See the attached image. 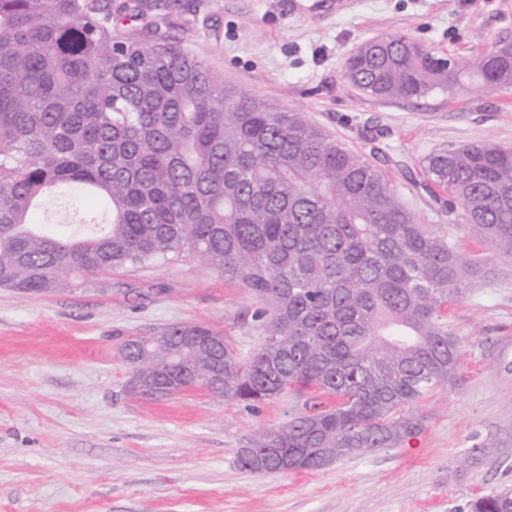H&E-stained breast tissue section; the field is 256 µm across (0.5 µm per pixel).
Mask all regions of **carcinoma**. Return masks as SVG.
<instances>
[{
  "mask_svg": "<svg viewBox=\"0 0 512 512\" xmlns=\"http://www.w3.org/2000/svg\"><path fill=\"white\" fill-rule=\"evenodd\" d=\"M178 7L142 17L150 45L118 30L112 0H0V287L41 294L74 272L197 256L251 292L264 341L241 357L202 326L127 339L132 394L202 386L255 404L312 387L336 399L254 433L237 454L254 473L402 446L425 428L415 406L459 378L448 304L495 267L419 223L379 169L304 113L224 84L172 44ZM346 77L384 99L465 78L509 89L512 44L459 61L405 34L373 39ZM423 171L491 251L512 255L511 146L436 151ZM61 186L91 189L109 214H78L65 250L30 220ZM468 508L512 512V492Z\"/></svg>",
  "mask_w": 512,
  "mask_h": 512,
  "instance_id": "1",
  "label": "carcinoma"
}]
</instances>
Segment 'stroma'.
I'll list each match as a JSON object with an SVG mask.
<instances>
[{
	"label": "stroma",
	"instance_id": "1",
	"mask_svg": "<svg viewBox=\"0 0 512 512\" xmlns=\"http://www.w3.org/2000/svg\"><path fill=\"white\" fill-rule=\"evenodd\" d=\"M171 40L225 83L303 112L380 169L424 224L481 249L448 194L427 186L429 153L512 145V90L461 86L411 100L366 95L345 77L365 42L406 34L443 57L512 41V0H182ZM448 306L462 372L419 405L424 431L402 447L318 471L255 474L237 451L288 421L315 389L256 407L202 388L132 395L124 340L172 325L221 332L248 355L257 302L191 255L71 277L60 291L0 288V512H467L512 490V260ZM498 435L503 445L483 447ZM475 465L460 466L473 448Z\"/></svg>",
	"mask_w": 512,
	"mask_h": 512
}]
</instances>
